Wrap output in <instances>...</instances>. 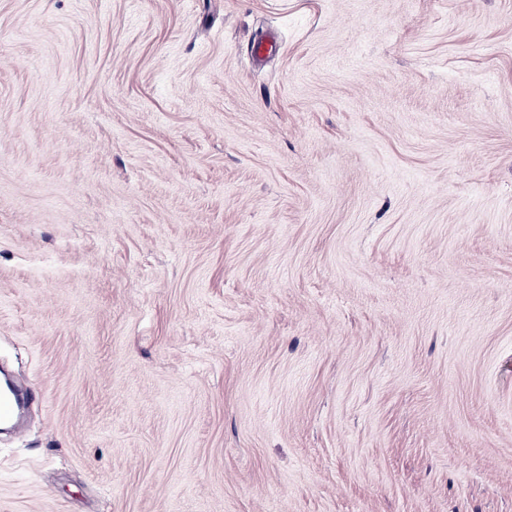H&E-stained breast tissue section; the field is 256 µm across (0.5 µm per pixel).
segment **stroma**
I'll use <instances>...</instances> for the list:
<instances>
[{
	"label": "stroma",
	"mask_w": 512,
	"mask_h": 512,
	"mask_svg": "<svg viewBox=\"0 0 512 512\" xmlns=\"http://www.w3.org/2000/svg\"><path fill=\"white\" fill-rule=\"evenodd\" d=\"M0 369V512H512V0H0ZM31 398V394L19 392L7 384L4 391L0 390V423L7 424L14 421L22 406Z\"/></svg>",
	"instance_id": "stroma-1"
}]
</instances>
